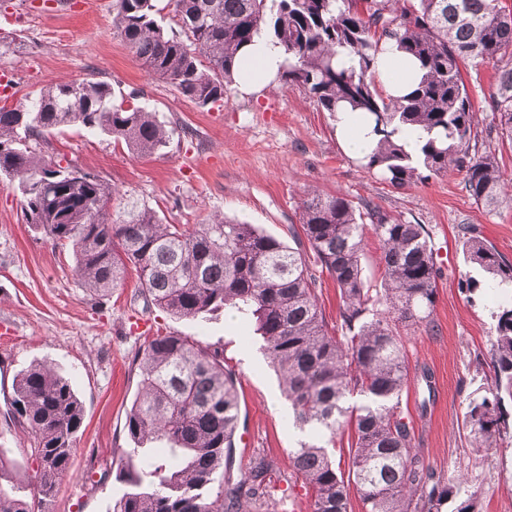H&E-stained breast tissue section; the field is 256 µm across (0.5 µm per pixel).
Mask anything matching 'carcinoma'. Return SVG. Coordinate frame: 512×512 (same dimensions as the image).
I'll return each mask as SVG.
<instances>
[{
  "label": "carcinoma",
  "mask_w": 512,
  "mask_h": 512,
  "mask_svg": "<svg viewBox=\"0 0 512 512\" xmlns=\"http://www.w3.org/2000/svg\"><path fill=\"white\" fill-rule=\"evenodd\" d=\"M175 27L157 19V0H115L113 35L147 75L176 87L200 107L224 100L240 52L265 30L285 55L278 81L310 95L321 110L348 107L367 116L377 143L366 167L396 189L457 170L478 205H512L492 151L470 152L479 125L461 66L498 62L492 111L512 144V6L503 0H171ZM395 43L420 78L404 95L377 83L382 47ZM347 56L344 64L341 56ZM68 127L100 132L138 155L167 146L170 131L146 107L125 104L104 81L51 82L14 107L0 106V176L18 181L25 223L70 248L74 272L102 302L138 273L145 299L179 318L219 309L254 324L279 373L294 424L307 438L288 452V484L310 494V512H481L469 479L452 480L425 462L415 434L397 414L410 379L401 330L433 332L438 279L429 234L417 222L342 194L312 193L301 203L303 237L291 247L254 224L214 216L208 224H165L157 211L129 200L117 218L105 210L116 190L88 172L71 176L39 156L31 142ZM427 134L417 153L400 138ZM379 242L383 287L363 273L365 231ZM466 258L512 295V263L477 235ZM339 290V323L329 329L319 307L317 273ZM490 336V384L469 399L463 426L473 447L509 434L512 401V301L498 307ZM140 391L125 428L133 447L118 469L129 490L113 512H278L273 470L259 453L246 479L232 481L231 448L239 418L235 371L224 348L172 333L145 341L134 356ZM358 393L364 402L346 404ZM14 424L30 437L38 461L30 494H19L0 448V512H35L68 475L82 403L64 376L35 364L16 380ZM352 431L348 470L323 441ZM147 442L162 447L148 449ZM224 486L207 494L218 470Z\"/></svg>",
  "instance_id": "carcinoma-1"
}]
</instances>
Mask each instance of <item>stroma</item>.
<instances>
[{"instance_id": "1", "label": "stroma", "mask_w": 512, "mask_h": 512, "mask_svg": "<svg viewBox=\"0 0 512 512\" xmlns=\"http://www.w3.org/2000/svg\"><path fill=\"white\" fill-rule=\"evenodd\" d=\"M112 17L113 0H0V35L21 43L0 55V100L15 104L55 80L138 90L139 104L174 130L161 152L140 156L109 136L78 129L49 134L40 148L149 205L167 224L224 215L287 242L312 190L424 224L441 272L434 312L439 331L408 332L410 379L399 413L413 425L426 463L450 477L480 476L482 512H512V436L477 454L462 429L499 303L489 274L464 255V229L473 227L512 262V208L477 207L458 171L393 188L344 152L335 116L298 89L274 83L249 96L234 89L224 101L199 107L172 84L144 74L114 37ZM495 69L490 61L463 76L481 138L496 151L504 182L512 183V146L501 143L491 108ZM466 279L477 288L462 291ZM169 332L223 346L237 373L240 421L254 443L234 448L232 479L247 476L258 452L274 472H287L288 452L302 434L252 327L220 311L201 320L146 307L132 272L124 288L95 302L75 279L71 252L24 223L16 181L0 177V446L8 448L17 480L31 481L37 470L26 454L28 437L7 427L20 374L36 363L52 366L83 406L71 470L42 512H113L126 483L113 475L96 483L88 471L103 470L129 448L124 424L140 381L133 357L146 340Z\"/></svg>"}]
</instances>
